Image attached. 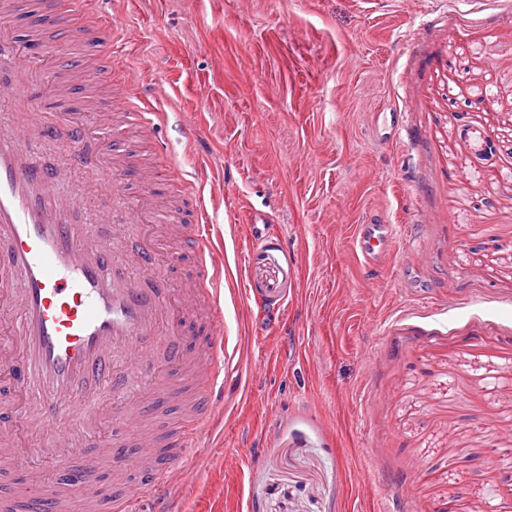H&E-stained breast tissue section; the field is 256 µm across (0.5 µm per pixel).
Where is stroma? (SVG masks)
Returning <instances> with one entry per match:
<instances>
[{
	"label": "stroma",
	"mask_w": 512,
	"mask_h": 512,
	"mask_svg": "<svg viewBox=\"0 0 512 512\" xmlns=\"http://www.w3.org/2000/svg\"><path fill=\"white\" fill-rule=\"evenodd\" d=\"M56 2L10 22L43 14L31 57L59 64L34 99L73 112L47 88L104 49L67 47ZM118 19L113 61L177 104L144 155L224 193V431L188 450L178 512H512V0H124ZM396 109L386 145L373 120ZM372 213L399 229L376 272L354 248Z\"/></svg>",
	"instance_id": "stroma-1"
}]
</instances>
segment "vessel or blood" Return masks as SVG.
<instances>
[{
	"label": "vessel or blood",
	"instance_id": "vessel-or-blood-1",
	"mask_svg": "<svg viewBox=\"0 0 512 512\" xmlns=\"http://www.w3.org/2000/svg\"><path fill=\"white\" fill-rule=\"evenodd\" d=\"M103 0H75L84 30L112 43L127 29L102 7ZM20 0H0V47L14 42L9 17ZM38 69L19 82L0 83L1 102H23L40 85ZM138 86H111L114 109L90 112L26 111L0 132V388L7 399L0 424V455L15 461L39 456L82 477L59 484L35 468L5 495L0 512H68L81 499L84 512H136L144 499L168 512L186 448L224 426V254L213 244L215 226L198 206L190 241L193 272L171 286L164 266L180 224H160L153 180L132 185L121 149L85 141L91 121L131 120L142 132L168 123L163 106L136 107ZM75 144L71 163L87 173V196L112 198L96 221L75 223L74 203L56 197L54 183L66 171L33 159L34 131ZM148 230L132 252L117 239L128 225ZM395 239L393 225H358L355 245L367 270L383 268ZM162 371L152 383L167 397L191 388L184 420L156 432L148 419L152 399L122 400L123 380L140 375L147 362ZM116 431L111 442L89 435L103 420Z\"/></svg>",
	"mask_w": 512,
	"mask_h": 512
}]
</instances>
